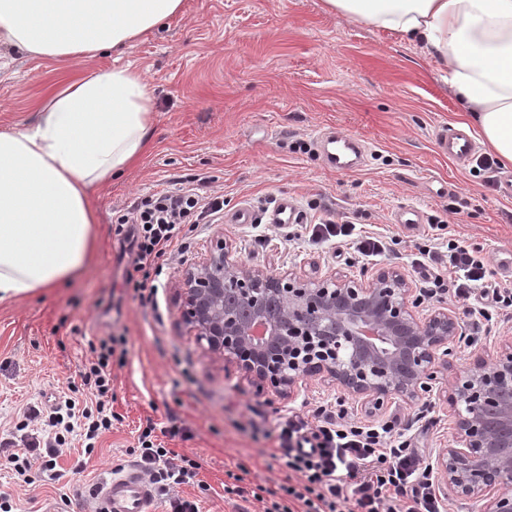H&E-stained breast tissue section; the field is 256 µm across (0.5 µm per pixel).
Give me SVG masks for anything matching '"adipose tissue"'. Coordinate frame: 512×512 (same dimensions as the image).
I'll use <instances>...</instances> for the list:
<instances>
[{
    "instance_id": "1",
    "label": "adipose tissue",
    "mask_w": 512,
    "mask_h": 512,
    "mask_svg": "<svg viewBox=\"0 0 512 512\" xmlns=\"http://www.w3.org/2000/svg\"><path fill=\"white\" fill-rule=\"evenodd\" d=\"M421 44L448 70L459 125L512 167V0H323ZM182 0H0V39L48 60L120 53ZM143 74L100 69L56 90L26 129H0V301L77 280L96 255L89 190L146 151Z\"/></svg>"
}]
</instances>
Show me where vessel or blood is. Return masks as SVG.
<instances>
[{
  "label": "vessel or blood",
  "instance_id": "b4317fda",
  "mask_svg": "<svg viewBox=\"0 0 512 512\" xmlns=\"http://www.w3.org/2000/svg\"><path fill=\"white\" fill-rule=\"evenodd\" d=\"M317 152L327 168L339 173H349L363 167L367 148L363 139L327 127L315 136ZM435 145L439 154L458 163H468L475 153L472 134L465 130L438 127ZM270 224H302L307 220L304 210L289 196L276 197L265 214ZM98 512H148L155 498V489L141 475L139 469L130 467L110 473L94 489Z\"/></svg>",
  "mask_w": 512,
  "mask_h": 512
}]
</instances>
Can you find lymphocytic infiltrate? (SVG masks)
Segmentation results:
<instances>
[{
    "label": "lymphocytic infiltrate",
    "instance_id": "f902f5d3",
    "mask_svg": "<svg viewBox=\"0 0 512 512\" xmlns=\"http://www.w3.org/2000/svg\"><path fill=\"white\" fill-rule=\"evenodd\" d=\"M223 211V196L205 198L191 188L153 193L119 215L115 232L130 239L132 245L134 273L128 276V285L135 293H144L150 277L161 275L167 265L171 244L180 241L184 231L214 223ZM353 231L350 224L327 223L314 225L311 235L351 243L354 251L365 257L386 252L384 237L357 238ZM419 253L428 264L441 259L448 262L447 275L428 277L425 290L429 296L451 292L467 299L475 289L491 287L494 305L473 311L472 335L486 332L493 320V308H512V289L489 286L485 260L479 251L452 239L446 248L423 246ZM114 352L113 340L102 341L96 361L81 375L83 385L94 398L93 406L80 410L69 400L64 410L46 416L37 410L30 411L29 421L40 422L41 428L0 446V462L5 467L22 476L37 460L48 479H56V459L62 440L50 438L47 431L58 426L66 433L84 437V453L93 456L96 439L112 427L109 399ZM276 433L277 457L288 471L297 475V482L250 489L243 486V477L238 474L234 485L225 486V494L260 501L263 512H293L296 503L301 505L302 512H343L347 506L353 512H443L433 492L431 469L397 420L365 424L348 418L345 412L319 405L303 413L289 414L278 423ZM138 442L139 463L150 480L167 494L169 512H199L196 500L172 495L171 489L196 478L200 462L185 455L172 459L169 449L154 442L148 428Z\"/></svg>",
    "mask_w": 512,
    "mask_h": 512
}]
</instances>
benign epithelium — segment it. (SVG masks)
<instances>
[{"label":"benign epithelium","mask_w":512,"mask_h":512,"mask_svg":"<svg viewBox=\"0 0 512 512\" xmlns=\"http://www.w3.org/2000/svg\"><path fill=\"white\" fill-rule=\"evenodd\" d=\"M187 331L261 392L288 397L304 377L324 373L343 393L381 412L399 396L418 398L435 377L438 351L456 343L460 322L439 309L425 320L396 270L364 283L307 281L245 268L218 238L183 271ZM456 445L436 460L446 495L512 512V344L457 378L451 397Z\"/></svg>","instance_id":"obj_1"}]
</instances>
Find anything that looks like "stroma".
<instances>
[{
  "mask_svg": "<svg viewBox=\"0 0 512 512\" xmlns=\"http://www.w3.org/2000/svg\"><path fill=\"white\" fill-rule=\"evenodd\" d=\"M112 66L139 70L149 86V148L121 177L90 189L100 251L83 278L0 303V439L15 432L29 407L47 414L69 396L88 402L69 387L79 382L90 345L108 336L124 337L127 349L124 364L112 367L118 419L101 435L94 467L76 472L83 449L73 438L57 458L59 480L36 467L23 480L2 470L0 493L20 512H95L91 487L109 469L136 463L147 421H173L186 436L162 438V445L202 463L199 485L176 486L175 494L198 499L200 512H262V503L225 498L224 484L240 463L250 485L287 480L271 456L269 433L278 418L339 402L357 420L411 424L419 403L396 397L376 416L323 375L306 377L285 398L256 394L181 326L184 269L202 261L219 236L252 271L368 282L394 269L422 295L418 316L443 308L465 326L473 306L490 305V298L479 290L467 301L449 293L424 297L417 247L440 236L459 239L480 250L488 276L512 289L500 266L501 249H512V197L501 196L475 165L461 168L437 153L434 132L452 125L458 110L438 62L391 32L326 12L321 0H184L180 15L120 55L42 61L0 44V128H24L58 85ZM326 127L368 143L360 170L340 174L323 166L314 137ZM184 187L222 195L224 218L191 233L159 278L156 305L141 304L124 285L131 255L115 220L139 198ZM282 194L297 199L309 222L330 219L390 237L388 252L365 259L342 244L313 241L301 224L234 223L238 207L259 213ZM406 205L421 208L426 223L413 230L395 223ZM434 217L444 229L431 228ZM511 340L512 309H498L489 333L454 346L422 400L433 423L416 446L428 462L455 443V378Z\"/></svg>",
  "mask_w": 512,
  "mask_h": 512,
  "instance_id": "35a3bbf8",
  "label": "stroma"
}]
</instances>
